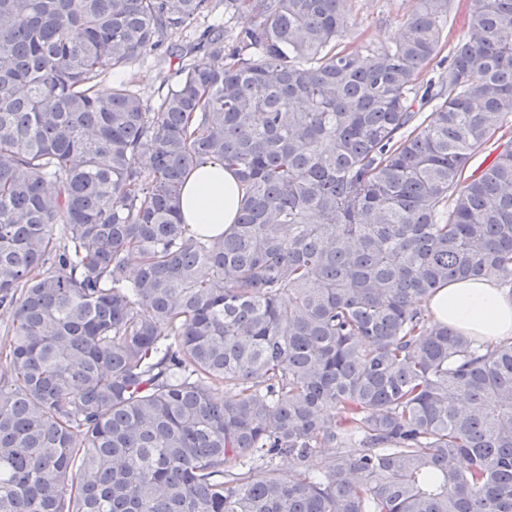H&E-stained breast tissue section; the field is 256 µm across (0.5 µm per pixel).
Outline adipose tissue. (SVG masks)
<instances>
[{"label":"adipose tissue","instance_id":"obj_1","mask_svg":"<svg viewBox=\"0 0 512 512\" xmlns=\"http://www.w3.org/2000/svg\"><path fill=\"white\" fill-rule=\"evenodd\" d=\"M241 182L223 163L208 159L188 173L180 198L183 223L210 235L237 217ZM428 306L434 318L486 345L512 338V295L489 279L457 281L436 290Z\"/></svg>","mask_w":512,"mask_h":512}]
</instances>
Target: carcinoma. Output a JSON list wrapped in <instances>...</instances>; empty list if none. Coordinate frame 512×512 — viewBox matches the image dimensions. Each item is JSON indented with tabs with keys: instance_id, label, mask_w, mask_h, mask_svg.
Returning <instances> with one entry per match:
<instances>
[{
	"instance_id": "carcinoma-1",
	"label": "carcinoma",
	"mask_w": 512,
	"mask_h": 512,
	"mask_svg": "<svg viewBox=\"0 0 512 512\" xmlns=\"http://www.w3.org/2000/svg\"><path fill=\"white\" fill-rule=\"evenodd\" d=\"M353 2L224 0L150 107L108 70L212 0H0V512H512V339L427 305L512 293V0L436 83L455 0L363 53ZM205 159L227 233L182 223ZM241 197L236 173L220 161L205 160L187 175L180 198L182 221L200 233L227 231L235 224ZM428 306L434 318L484 345L512 338V296L489 279L457 281L436 290Z\"/></svg>"
}]
</instances>
